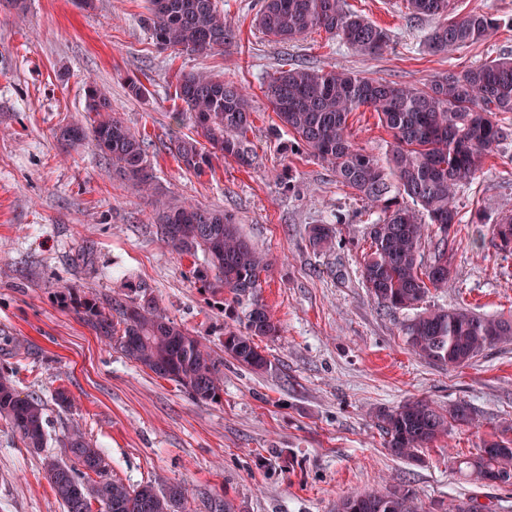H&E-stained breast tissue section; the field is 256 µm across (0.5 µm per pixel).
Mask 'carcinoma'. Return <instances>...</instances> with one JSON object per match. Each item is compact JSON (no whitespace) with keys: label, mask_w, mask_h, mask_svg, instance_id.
I'll list each match as a JSON object with an SVG mask.
<instances>
[{"label":"carcinoma","mask_w":512,"mask_h":512,"mask_svg":"<svg viewBox=\"0 0 512 512\" xmlns=\"http://www.w3.org/2000/svg\"><path fill=\"white\" fill-rule=\"evenodd\" d=\"M408 13L438 23L426 39L429 53L450 54L487 39L495 22L473 10L450 15L449 0H403ZM156 44L173 52L209 54L237 41L238 33L217 0H148L140 19ZM255 25L276 43L301 39L322 30L363 55H379L390 47L387 29L361 14L349 12L343 0H261ZM263 92L278 123L274 133L291 136L289 150L325 164L336 182L366 204L370 221L362 284L379 305L412 309L429 292L448 284L453 253L448 237L461 223L455 204L460 187L496 156L509 128L498 116L512 113V58L494 60L433 78L424 88L375 80L351 71L291 64L268 74ZM90 123L67 121L55 137L65 149L89 140L112 167V173L152 198L157 234L173 252L193 259L194 283L213 293L231 295L242 308L239 326L224 332V353L240 365L264 372L271 361L256 342L274 337L279 325L259 298L270 261L240 232L236 218L198 204L177 202L155 183L150 143L112 112L104 90L92 83L85 91ZM173 113L177 123L189 121L193 131L170 142V150L186 171L200 176L222 158L250 168L256 151L249 95L232 82L208 72H182L176 80ZM377 113L392 142L383 158L358 147L348 128L351 112ZM436 242L425 259V225ZM496 247L512 253V214L493 226ZM334 227L314 224L309 245L319 251L333 246ZM62 301L100 340L120 349L125 358L160 378L177 384L199 402H217L224 377L206 344L165 315L147 286L123 295L99 297L70 292ZM408 350L429 362L459 368L486 349L512 342V318L490 317L467 309L433 307L404 325ZM0 417L36 453L47 447L45 405L40 398L20 397L13 381L0 375ZM477 414L466 402L444 414L424 400H408L377 415L386 448L401 459L417 460L423 449L448 434L451 423L473 425ZM65 457L45 456L43 468L65 512H91L99 502L104 512H186V490L178 484L147 482L137 486L111 478L97 444L78 429L64 438ZM487 453L459 460V471L481 483L512 477V441L491 440ZM97 479L90 480V474ZM336 512H422L415 495L404 487L346 496ZM435 512H478L472 499L435 504Z\"/></svg>","instance_id":"carcinoma-1"}]
</instances>
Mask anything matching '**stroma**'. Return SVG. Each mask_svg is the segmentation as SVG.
<instances>
[{"label": "stroma", "mask_w": 512, "mask_h": 512, "mask_svg": "<svg viewBox=\"0 0 512 512\" xmlns=\"http://www.w3.org/2000/svg\"><path fill=\"white\" fill-rule=\"evenodd\" d=\"M240 29L237 42L209 56L157 47L139 19L147 0H26L23 13L0 4V372L21 395L42 398L46 453L62 456V439L77 428L103 449L110 476L187 488L186 512H207L229 498L242 512H335L339 497L402 484L430 512L438 501L474 499L480 512H512V486L474 484L455 460L487 440H512V342L468 365L443 367L412 355L402 332L410 309L390 311L361 284L368 247L363 202L319 161L284 158L288 135L262 92L284 62L336 68L422 87L438 74L512 57V0H451L495 18L489 39L449 55L427 52L435 21L408 14L402 0H346L348 9L390 32V49L357 53L322 31L274 43L252 24L259 0H221ZM207 70L244 85L254 110L253 168L219 161L201 176L181 169L168 150L189 133L171 117L169 86L177 74ZM149 90L132 97L127 77ZM105 87L112 110L151 140L149 160L167 195L234 213L242 232L274 260L260 299L280 323L259 339L270 368L255 373L224 355V329L236 312L224 295L194 284L189 258L156 235L149 199L113 179L92 144L62 152L60 123L86 118L85 89ZM355 144L385 156L390 142L376 112L349 117ZM462 218L448 238L455 253L447 287L430 289L421 308H465L512 316V255L489 232L512 212V139L458 191ZM336 226V247L317 252L308 228ZM151 287L169 318L201 337L224 361V394L193 400L174 382L100 342L64 308V293L110 296ZM75 399L61 409L57 390ZM445 411L465 401L478 426L455 425L424 449L420 461L390 455L378 411L409 399ZM0 419V512H64L42 469Z\"/></svg>", "instance_id": "obj_1"}]
</instances>
